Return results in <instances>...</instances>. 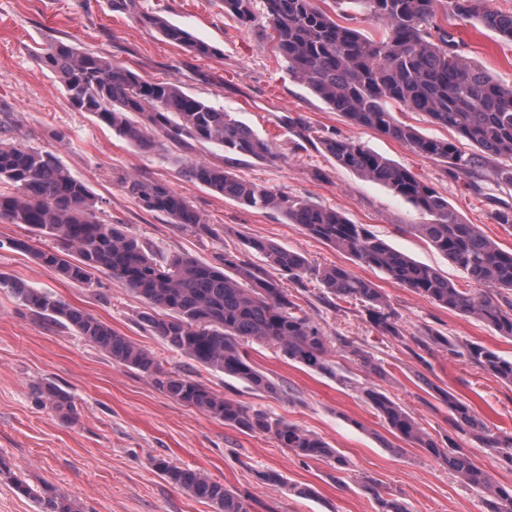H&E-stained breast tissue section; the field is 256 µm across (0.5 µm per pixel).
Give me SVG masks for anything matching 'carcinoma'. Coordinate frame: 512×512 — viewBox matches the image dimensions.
I'll use <instances>...</instances> for the list:
<instances>
[{
	"label": "carcinoma",
	"mask_w": 512,
	"mask_h": 512,
	"mask_svg": "<svg viewBox=\"0 0 512 512\" xmlns=\"http://www.w3.org/2000/svg\"><path fill=\"white\" fill-rule=\"evenodd\" d=\"M439 2L336 0L338 7L386 26V36L376 41L337 22L316 0H264L261 18L255 12V0H220L224 13L241 24L268 31L288 72L353 124L397 139L413 152L443 163L447 174L474 189L486 159L512 160V85L494 80L468 61L454 36L437 22ZM453 3L452 16L462 21L476 18L512 40V14L486 10L483 0ZM148 23L166 40L195 55L215 52L161 16L148 17ZM40 61L58 74L73 107L91 113L131 145L152 149L159 144L156 136L161 135L183 147L197 143L222 147L224 161L192 160L185 174L241 206L277 210L289 223L347 253L355 263L512 337V250L501 248L475 225L463 223L448 200L409 170L352 140L332 134L314 138L299 115L286 118L288 129L302 140L318 141L339 166L387 186L429 216V222L408 228L444 254L475 289L457 287L436 269L393 249L365 225L351 223L336 210L239 178L228 161L271 159L276 156L273 145L224 109L185 93L176 82L146 81L108 55L80 52L59 40L46 45ZM395 104L425 113L481 154L467 155L446 139L426 137L401 124L392 112ZM0 182L13 187L8 194L0 193V218L29 232L9 241L13 249L31 253L40 265L73 283L90 285L95 274H110L150 308L139 314L143 329L204 368L241 379L256 391L275 393L274 383L250 364L242 348L250 341L271 344L292 362L336 376L324 332L282 287L284 278L299 285L311 273L302 254L258 238L249 240V247L263 257L262 265L247 264L230 253L217 264L185 253H159L139 242L125 225L100 219L93 192L72 177L56 156L22 144H0ZM124 187L142 209L164 214L180 229L198 237L217 235L215 225L169 186L128 177ZM35 237L49 240L50 245L34 247ZM316 278L328 299L360 302L381 335L404 338L398 317L372 281L336 265L317 270ZM0 288L10 290L37 314L74 330L116 363L140 371L175 401L240 431L269 434L279 447L303 460L324 461L339 472L346 470L345 457L322 437L226 398L189 376L164 370L150 350L96 317L3 273ZM416 341L428 350L442 348L512 386V359L431 330ZM341 345L366 369L382 374L368 351L346 339ZM420 381L448 405L457 432L512 467V432L490 427L455 392L440 389L423 375ZM38 392L56 411L68 416L74 413L71 396L55 385L46 383ZM363 394L393 436L425 449L483 493L486 512H512V487L494 483L455 439L437 441L373 385L363 388ZM150 464L175 487L210 502L216 512H250L249 498L197 469L156 457ZM15 488L35 498L40 512H79L73 495L52 486L39 492L17 482Z\"/></svg>",
	"instance_id": "obj_1"
}]
</instances>
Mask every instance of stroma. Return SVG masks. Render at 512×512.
<instances>
[{
	"label": "stroma",
	"instance_id": "35a3bbf8",
	"mask_svg": "<svg viewBox=\"0 0 512 512\" xmlns=\"http://www.w3.org/2000/svg\"><path fill=\"white\" fill-rule=\"evenodd\" d=\"M159 15L215 46L204 58L166 41L150 24ZM467 58L502 83H512V41L478 20L454 27ZM112 56L145 80L172 79L188 94L223 107L278 156L235 161L244 180L342 213L392 248L432 266L458 287L463 273L429 243L409 232L426 215L387 187L364 180L325 153L294 136L285 118L301 114L313 135L334 133L361 143L434 187L462 222L512 250V229L497 224L498 209L512 206V185L497 183L494 163L465 188L440 162L415 154L375 130L352 124L291 77L262 29L225 15L219 0H0V142H20L50 152L88 184L98 216L127 225L157 251L187 253L217 263L224 253L258 264L251 238L302 253L312 267L340 266L371 280L385 294L405 330L404 340L381 335L359 303L331 306L315 276L287 289L302 310L320 324L337 370L330 377L289 362L272 345L248 344L251 364L277 386V393L253 391L237 378L213 372L150 336L138 315L145 304L108 275L89 285L63 280L29 254L10 247L23 228L0 219V273L44 291L107 323L151 350L162 367L188 375L225 397L272 417L300 425L324 438L349 462L337 472L323 461L301 460L268 434L244 433L171 399L138 371L112 361L72 330L53 324L0 289V460L10 476L0 477V512H40L19 494L15 481L51 485L73 493L81 512H214L211 503L172 484L149 463L158 457L205 471L232 490L248 491L251 512H377V496L402 500L410 512H485L480 491L454 476L425 449L396 446L385 423L359 392L373 385L404 407L434 438L453 428L439 390L456 392L489 426L512 432V387L446 351L425 350L415 338L424 329L467 340L512 358V338L485 323L455 314L404 288L372 268L306 235L276 210L244 208L191 181L184 165L223 157L208 144L180 149L172 143L141 150L93 115L73 108L56 73L38 55L48 40ZM156 180L184 196L210 223L214 237H197L159 213L141 209L123 178ZM370 352L384 375L367 372L346 354L341 339ZM51 382L67 391L76 411L63 418L40 398ZM275 470L288 488L262 485L259 472ZM314 489L311 497L293 487Z\"/></svg>",
	"mask_w": 512,
	"mask_h": 512
}]
</instances>
